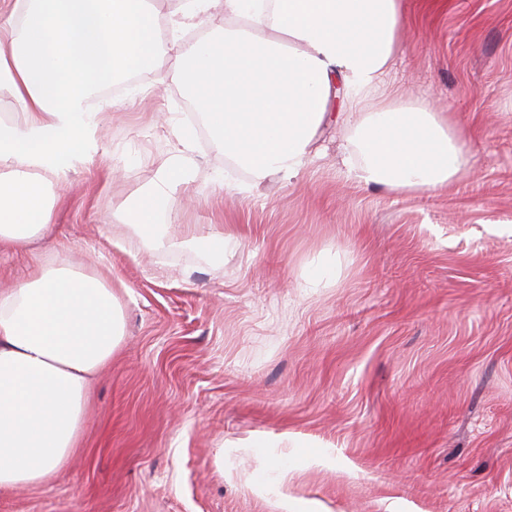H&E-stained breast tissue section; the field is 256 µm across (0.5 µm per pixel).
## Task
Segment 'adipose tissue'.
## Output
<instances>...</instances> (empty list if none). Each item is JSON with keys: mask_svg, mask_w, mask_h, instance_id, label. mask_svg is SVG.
<instances>
[{"mask_svg": "<svg viewBox=\"0 0 512 512\" xmlns=\"http://www.w3.org/2000/svg\"><path fill=\"white\" fill-rule=\"evenodd\" d=\"M222 4L235 28L197 41L184 28ZM407 22L403 0H180L169 28L177 75L201 124L175 125L177 152L118 216L157 250L179 246L218 263L232 238L177 239L171 204L192 174L199 128L253 182L297 177L335 91L348 129L349 176L393 192H436L471 168L452 115L423 100L379 97ZM145 0H0V85L23 123L0 120V252L26 253L51 228L46 174L94 146L101 80L122 82L157 55ZM124 337L120 300L92 269L37 265L0 290V494L53 480L79 451L90 396Z\"/></svg>", "mask_w": 512, "mask_h": 512, "instance_id": "ef3b65f1", "label": "adipose tissue"}]
</instances>
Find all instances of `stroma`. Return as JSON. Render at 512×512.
I'll use <instances>...</instances> for the list:
<instances>
[{"label": "stroma", "mask_w": 512, "mask_h": 512, "mask_svg": "<svg viewBox=\"0 0 512 512\" xmlns=\"http://www.w3.org/2000/svg\"><path fill=\"white\" fill-rule=\"evenodd\" d=\"M404 8L379 94L427 99L465 130L472 167L447 190L348 179L333 122L296 179L254 184L202 129L171 231L235 237L210 265L116 218L194 101L173 51L101 112L96 148L52 181V231L0 254V289L37 263L95 268L125 337L80 453L51 484L1 494L0 512H275L276 486L253 481L274 468L294 512H512V0ZM332 254L335 285L307 287Z\"/></svg>", "instance_id": "obj_1"}]
</instances>
